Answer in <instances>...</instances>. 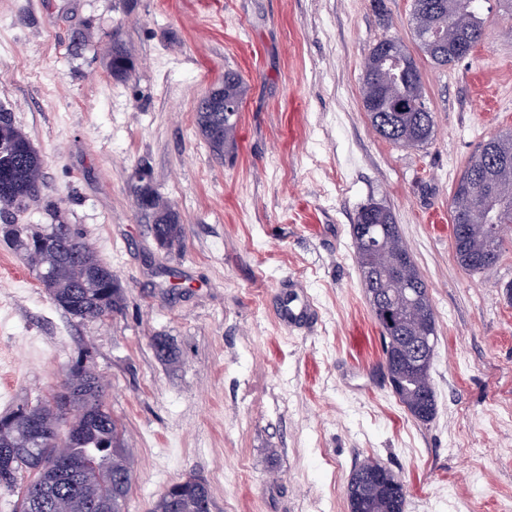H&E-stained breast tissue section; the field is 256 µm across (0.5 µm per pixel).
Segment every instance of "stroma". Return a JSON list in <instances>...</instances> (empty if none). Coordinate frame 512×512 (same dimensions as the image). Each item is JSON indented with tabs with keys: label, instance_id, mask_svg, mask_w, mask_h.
<instances>
[{
	"label": "stroma",
	"instance_id": "1",
	"mask_svg": "<svg viewBox=\"0 0 512 512\" xmlns=\"http://www.w3.org/2000/svg\"><path fill=\"white\" fill-rule=\"evenodd\" d=\"M481 4L468 56H417L435 132L407 148L372 130L361 87L377 42L415 49L412 0H0V110L43 161L38 194L0 225H72L125 297L106 321L71 318L0 243V414L48 399L85 351L131 451L127 512L190 476L212 512H349L367 459L404 482L405 512L512 503V225L496 265L472 274L450 223L469 160L512 131V0ZM116 41L134 63L124 81ZM228 69L246 95L220 159L195 105ZM142 167L178 214L173 246L137 203ZM372 201L429 287L426 423L391 392L355 264L351 226ZM286 300L310 317L283 323Z\"/></svg>",
	"mask_w": 512,
	"mask_h": 512
}]
</instances>
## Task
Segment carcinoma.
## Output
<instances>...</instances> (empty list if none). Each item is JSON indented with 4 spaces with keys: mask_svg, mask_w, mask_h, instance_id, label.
I'll use <instances>...</instances> for the list:
<instances>
[{
    "mask_svg": "<svg viewBox=\"0 0 512 512\" xmlns=\"http://www.w3.org/2000/svg\"><path fill=\"white\" fill-rule=\"evenodd\" d=\"M412 24L418 47L434 64L447 67L463 58L461 46L474 47L482 38L483 21L477 0H413ZM388 40L379 41L365 66L363 102L372 129L380 137L405 147L428 144L434 135L433 112L424 109L421 75L403 44L398 52L406 61L403 73L382 65ZM133 62L117 49L110 72L118 80L129 78ZM196 107V125L210 150L219 157L234 152L239 113L224 111V100L242 101L245 83L240 73L224 71V80L211 88ZM41 159L29 139L18 130L8 112H0V210L18 208L39 191ZM512 186V134L493 138L469 162L457 183L450 213L452 225H474L464 246L455 252L458 263L469 269L467 258L491 251L502 254L503 239L488 245L480 225L485 223L483 182ZM142 208L152 214V231L162 245L182 236L177 213L152 188L137 195ZM0 233L39 270L40 282L51 300L69 315L82 320H103L120 311L124 295L118 277L68 224H53L41 233H22L14 224H3ZM355 259L371 309L388 307L396 312L393 325L378 321L383 351L393 350L398 337H431L437 342L432 303L406 300L413 288L428 289L414 259L401 239L399 226L386 206L370 202L352 224ZM392 389L399 403L417 420L428 422L437 403L430 372L394 365ZM103 385L90 364L66 375L63 389L43 404L18 406L0 416V454L8 465L0 470V486L16 487L17 474L31 478L19 487L14 512H125L131 490V453L124 432L102 399ZM39 422L48 434L46 456L90 461L49 477L31 468L35 447L26 420ZM382 468L373 460L353 473L371 504L372 512H404L406 488L395 497L385 496L367 479ZM211 503L201 483L170 485L151 512H201Z\"/></svg>",
    "mask_w": 512,
    "mask_h": 512,
    "instance_id": "obj_1",
    "label": "carcinoma"
}]
</instances>
